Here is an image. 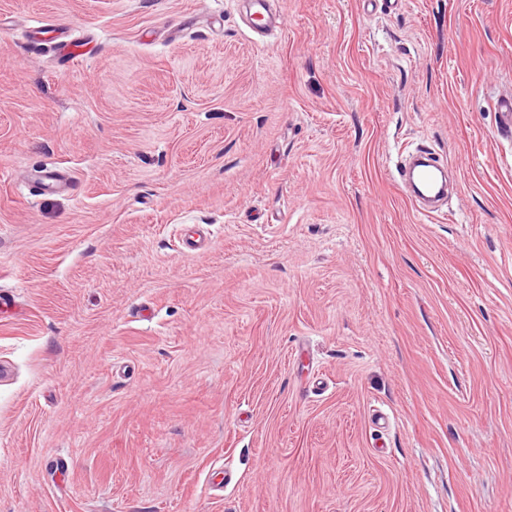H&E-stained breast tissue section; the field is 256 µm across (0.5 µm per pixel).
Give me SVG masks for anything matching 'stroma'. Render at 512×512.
Instances as JSON below:
<instances>
[{
	"label": "stroma",
	"instance_id": "1",
	"mask_svg": "<svg viewBox=\"0 0 512 512\" xmlns=\"http://www.w3.org/2000/svg\"><path fill=\"white\" fill-rule=\"evenodd\" d=\"M272 5L0 0V512H512V0ZM271 0H241L247 16V26L250 31L262 35L271 31L280 30L282 20L271 9ZM50 33H55L52 41L57 44L55 49L56 53L64 60L73 61L80 54L77 53L78 46L72 44V42L64 35L65 31H56V29H42V26L36 28L33 33V45H40L43 40H46V35ZM411 181H417L421 187L425 196L422 194H418L420 197H428L434 198L437 192V187L435 184V171L430 164L423 165L421 167L415 168L410 174ZM433 194V196H432ZM442 194L436 196L434 199L439 200ZM71 187L69 178L58 168L46 171L39 181V190L49 193H67Z\"/></svg>",
	"mask_w": 512,
	"mask_h": 512
}]
</instances>
